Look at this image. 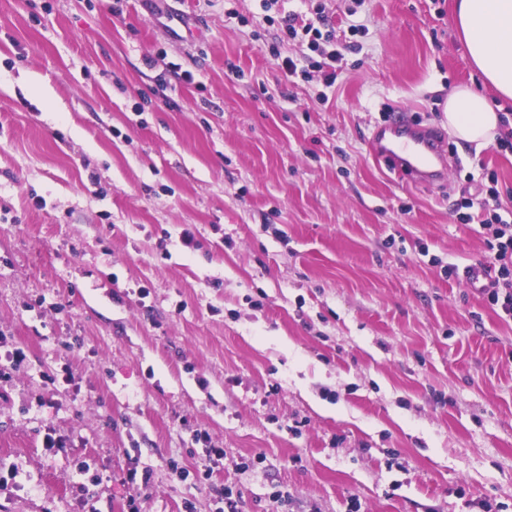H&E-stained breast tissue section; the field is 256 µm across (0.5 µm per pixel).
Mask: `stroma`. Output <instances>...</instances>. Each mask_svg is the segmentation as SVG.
<instances>
[{
	"label": "stroma",
	"instance_id": "obj_1",
	"mask_svg": "<svg viewBox=\"0 0 512 512\" xmlns=\"http://www.w3.org/2000/svg\"><path fill=\"white\" fill-rule=\"evenodd\" d=\"M319 11L332 85L282 67ZM460 83L453 0H0V512H512V317L458 275L512 149ZM448 134L481 150L501 133L502 115L480 92L466 85L448 89L445 105ZM501 146L512 148V128L497 137ZM387 132L398 140L383 144ZM372 144L400 176L425 185L446 178L448 162L443 142L432 133L390 123L375 131Z\"/></svg>",
	"mask_w": 512,
	"mask_h": 512
}]
</instances>
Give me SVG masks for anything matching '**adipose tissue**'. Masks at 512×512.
I'll use <instances>...</instances> for the list:
<instances>
[{
	"label": "adipose tissue",
	"mask_w": 512,
	"mask_h": 512,
	"mask_svg": "<svg viewBox=\"0 0 512 512\" xmlns=\"http://www.w3.org/2000/svg\"><path fill=\"white\" fill-rule=\"evenodd\" d=\"M455 21L483 82L501 98L512 100V0H455ZM445 114L449 135L478 150L502 129L500 112L466 85L449 89Z\"/></svg>",
	"instance_id": "adipose-tissue-1"
}]
</instances>
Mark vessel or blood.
I'll return each mask as SVG.
<instances>
[{
    "label": "vessel or blood",
    "mask_w": 512,
    "mask_h": 512,
    "mask_svg": "<svg viewBox=\"0 0 512 512\" xmlns=\"http://www.w3.org/2000/svg\"><path fill=\"white\" fill-rule=\"evenodd\" d=\"M372 144L400 176L431 185L447 175L443 143L433 134L391 124L375 131Z\"/></svg>",
    "instance_id": "obj_1"
}]
</instances>
